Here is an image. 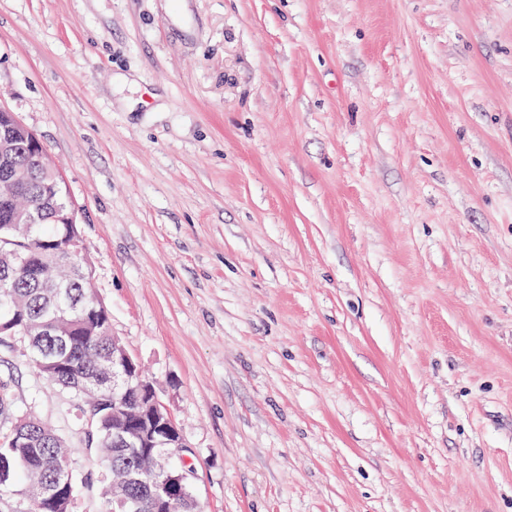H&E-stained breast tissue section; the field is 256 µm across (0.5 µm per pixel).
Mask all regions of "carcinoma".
I'll return each mask as SVG.
<instances>
[{
    "mask_svg": "<svg viewBox=\"0 0 512 512\" xmlns=\"http://www.w3.org/2000/svg\"><path fill=\"white\" fill-rule=\"evenodd\" d=\"M21 199H28L44 208L43 219L29 225L27 232L16 235L0 217V238L7 237L17 242L24 251L29 273L17 272L0 285L6 284L15 297L16 306L7 309L0 306V324L19 316L18 323L10 330L1 331L0 338L20 336L29 322L47 318L56 311H64L75 317L82 313L85 289L80 282L76 265L79 259L71 252L69 227L61 223L58 206L70 202L64 183L52 185L38 172L24 190ZM57 254L55 276L47 279L36 273L44 262V252ZM29 354H44L47 361L57 358L68 361V370H42V374L62 389L80 392L86 397L84 415L92 416L91 431L87 444L93 449L107 475L119 483L130 470L139 471L140 482L130 488V495L142 502V507H151L153 483L158 480L144 457L136 456L132 448L112 446V411L125 405L129 393L124 387H112V376L100 382L94 381L95 366L101 358L112 353V338L90 334L80 325L65 336L48 334L27 336ZM15 404L10 382L0 381V417L14 420ZM69 470L67 444L62 435L46 426L40 419L30 416L21 419L18 426H8L0 431V489L14 487L21 493L24 488L37 485L54 475L58 469ZM74 490H69L65 501L51 509L41 500L20 496L21 512H71Z\"/></svg>",
    "mask_w": 512,
    "mask_h": 512,
    "instance_id": "cac0c4a2",
    "label": "carcinoma"
}]
</instances>
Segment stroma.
I'll return each instance as SVG.
<instances>
[{"label": "stroma", "instance_id": "stroma-1", "mask_svg": "<svg viewBox=\"0 0 512 512\" xmlns=\"http://www.w3.org/2000/svg\"><path fill=\"white\" fill-rule=\"evenodd\" d=\"M203 512H512V0H0ZM109 512L80 400L0 378Z\"/></svg>", "mask_w": 512, "mask_h": 512}]
</instances>
